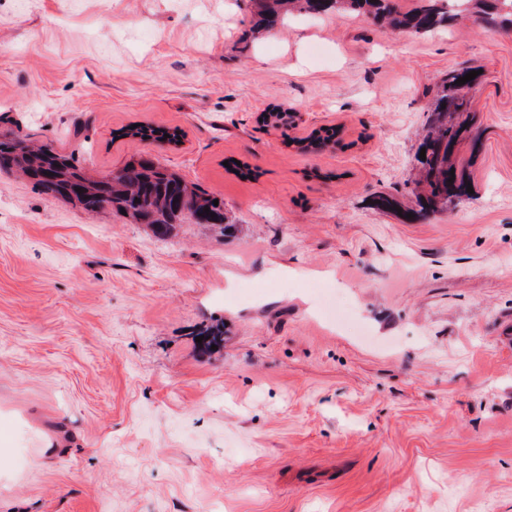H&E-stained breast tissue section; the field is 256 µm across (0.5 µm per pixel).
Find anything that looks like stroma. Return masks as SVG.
<instances>
[{"mask_svg": "<svg viewBox=\"0 0 512 512\" xmlns=\"http://www.w3.org/2000/svg\"><path fill=\"white\" fill-rule=\"evenodd\" d=\"M484 9L258 38L255 0H0V134L102 177L149 153L230 225L160 236L0 175V512H512V25ZM463 68L473 191L417 220ZM164 134H169L170 138H164ZM123 136L137 139L140 142L167 141L169 143H176L179 141V134L176 130L171 132L169 130L157 129L144 125H138V127L135 128H132V126L128 127L123 132ZM144 136H147V139H144Z\"/></svg>", "mask_w": 512, "mask_h": 512, "instance_id": "1", "label": "stroma"}]
</instances>
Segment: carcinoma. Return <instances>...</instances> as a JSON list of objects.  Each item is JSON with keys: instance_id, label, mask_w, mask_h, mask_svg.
<instances>
[{"instance_id": "1", "label": "carcinoma", "mask_w": 512, "mask_h": 512, "mask_svg": "<svg viewBox=\"0 0 512 512\" xmlns=\"http://www.w3.org/2000/svg\"><path fill=\"white\" fill-rule=\"evenodd\" d=\"M294 9L317 13L361 10L377 22L417 33L434 30L449 16L447 0H415V6L408 11L401 10L396 0H261L258 26L270 28ZM466 74V70L451 72L433 90L423 142L426 159L420 161L419 184L424 187V195L419 198L420 210L414 213L417 218L445 207L450 198L467 194L466 179L452 161L453 148L466 130V121L448 122L450 113L469 116L473 81L456 83ZM166 133L164 129L140 125L125 129L123 135L140 142L179 141L177 131L168 133V139L164 138ZM2 173L21 174L54 198L67 200L73 194L87 212L106 207L118 213L124 211L134 223L147 224L159 235L170 234L187 216L196 224H207L224 233V202L213 203L214 196L188 184L146 154L134 156L107 176L97 178L49 143L34 145L19 133L0 134Z\"/></svg>"}]
</instances>
